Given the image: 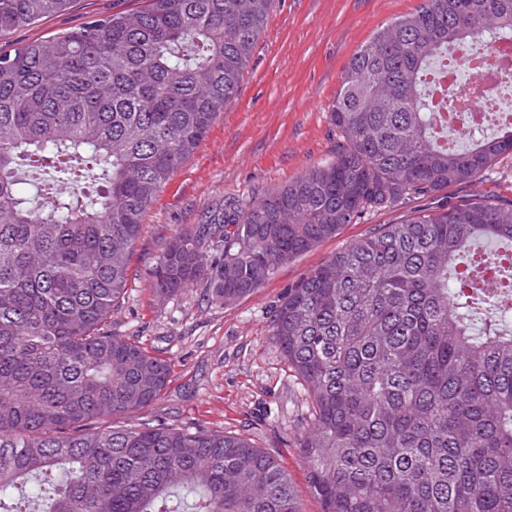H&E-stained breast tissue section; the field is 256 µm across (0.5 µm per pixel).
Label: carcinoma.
Segmentation results:
<instances>
[{
	"label": "carcinoma",
	"instance_id": "obj_1",
	"mask_svg": "<svg viewBox=\"0 0 512 512\" xmlns=\"http://www.w3.org/2000/svg\"><path fill=\"white\" fill-rule=\"evenodd\" d=\"M71 0H0V34ZM274 0H145L0 50V512H302L243 436L102 428L158 400L167 360L108 329L145 213L239 90ZM512 33V0H423L352 54L336 158L178 232L153 292L226 304L371 211L471 184L512 120L459 150L445 63ZM61 180L30 197L20 162ZM101 184L80 190L83 171ZM224 243V262L209 252ZM512 200L382 224L288 289L270 336L312 397L297 448L322 512H512Z\"/></svg>",
	"mask_w": 512,
	"mask_h": 512
}]
</instances>
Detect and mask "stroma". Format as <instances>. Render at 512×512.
<instances>
[{"label":"stroma","instance_id":"1","mask_svg":"<svg viewBox=\"0 0 512 512\" xmlns=\"http://www.w3.org/2000/svg\"><path fill=\"white\" fill-rule=\"evenodd\" d=\"M420 3L275 0L237 96L145 214L127 293L109 329L166 358L171 374L156 402L113 417V427L162 424L245 436L277 457L303 512H321L296 447L309 396L271 339V320L289 288L309 271L375 226L403 220L405 210L375 211L343 225L230 305L215 299L204 279L166 298L156 296L151 283L178 230L202 223L226 202L262 197L335 158L340 139L331 108L351 55L378 28ZM136 6V0H72L65 12L4 34L0 46L18 47ZM480 192L512 200V157L501 159L488 178L449 186L433 202L454 203Z\"/></svg>","mask_w":512,"mask_h":512}]
</instances>
